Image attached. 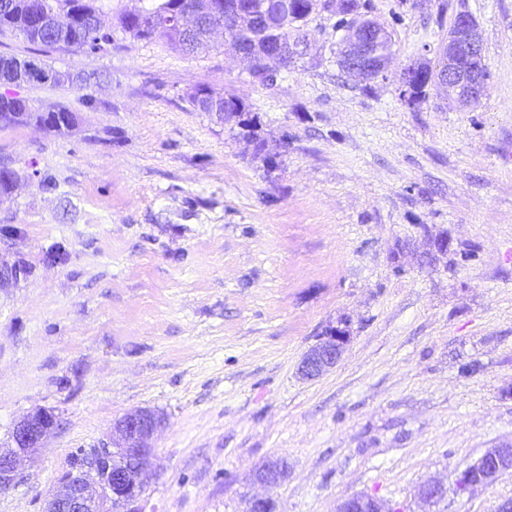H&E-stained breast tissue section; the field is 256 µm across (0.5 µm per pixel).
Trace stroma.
<instances>
[{"mask_svg": "<svg viewBox=\"0 0 512 512\" xmlns=\"http://www.w3.org/2000/svg\"><path fill=\"white\" fill-rule=\"evenodd\" d=\"M63 52L0 34V54L85 77L0 84L80 124L0 129L20 175L0 203V450L16 423L55 424L0 512H42L71 455L149 408L165 429L145 512H245L252 474L275 512H335L356 493L393 512H495L512 471L461 493L486 449L512 440V0H370L394 39L386 76L337 64L335 14L309 53L255 81L221 35L183 55L125 34ZM483 39L486 89L462 106L398 97L401 67L432 59L454 15ZM257 113L258 141L193 110L198 86ZM447 239V254L434 242ZM347 325L335 368L298 366ZM445 487L434 504L428 480Z\"/></svg>", "mask_w": 512, "mask_h": 512, "instance_id": "1", "label": "stroma"}]
</instances>
